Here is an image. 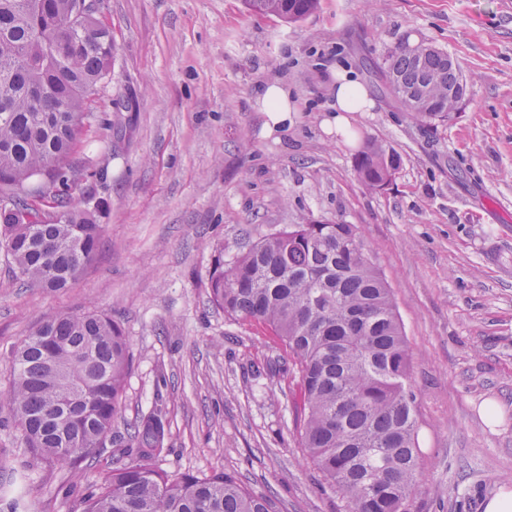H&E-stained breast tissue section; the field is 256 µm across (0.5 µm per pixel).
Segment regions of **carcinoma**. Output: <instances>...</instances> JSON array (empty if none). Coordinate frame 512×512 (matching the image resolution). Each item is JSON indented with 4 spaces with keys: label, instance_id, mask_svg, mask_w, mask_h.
<instances>
[{
    "label": "carcinoma",
    "instance_id": "cac0c4a2",
    "mask_svg": "<svg viewBox=\"0 0 512 512\" xmlns=\"http://www.w3.org/2000/svg\"><path fill=\"white\" fill-rule=\"evenodd\" d=\"M76 0H0V248L20 278L68 288L93 260L103 225L96 208L65 201L84 118L112 70L115 41L96 17L72 22ZM254 13L299 22L320 0H243ZM66 53L58 52L59 46ZM382 89L417 120L445 121L466 96L448 52L417 53L401 41L379 68ZM401 158L369 141L358 180L380 190ZM41 177L43 190L26 189ZM59 216L25 224L37 203ZM211 296L224 315L267 326L297 367L302 447L349 512H411L421 487L411 356L392 291L353 224L306 220L218 262ZM131 368L128 340L105 314L59 315L26 337L3 400L27 447L46 466L101 453ZM167 420L152 412L131 426L125 460L112 462L83 512H276L271 496L216 469L170 474Z\"/></svg>",
    "mask_w": 512,
    "mask_h": 512
}]
</instances>
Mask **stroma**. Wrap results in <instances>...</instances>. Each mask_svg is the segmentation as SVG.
<instances>
[{"label": "stroma", "mask_w": 512, "mask_h": 512, "mask_svg": "<svg viewBox=\"0 0 512 512\" xmlns=\"http://www.w3.org/2000/svg\"><path fill=\"white\" fill-rule=\"evenodd\" d=\"M103 17L117 51L71 181L75 197L99 201L104 231L57 293L24 285L0 253V393L37 326L103 312L132 359L117 435L163 409L164 470L236 473L277 512H347L301 446L287 352L264 326L225 317L210 277L216 261L302 219L354 224L412 359L423 481L411 512H484L512 486V0H321L298 23L242 0H103ZM411 36L447 51L467 83L437 126L377 88L376 63ZM338 68L374 101L352 113L347 139L321 125ZM274 80L299 110L269 135L256 99ZM369 139L401 157L380 191L354 171ZM30 459L0 405V489L24 512H82L107 471L102 458Z\"/></svg>", "instance_id": "stroma-1"}]
</instances>
